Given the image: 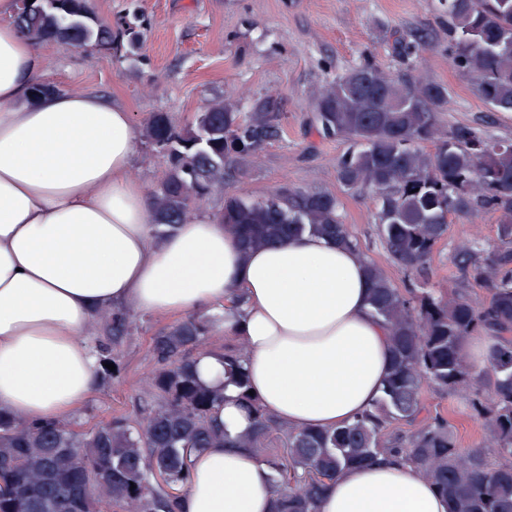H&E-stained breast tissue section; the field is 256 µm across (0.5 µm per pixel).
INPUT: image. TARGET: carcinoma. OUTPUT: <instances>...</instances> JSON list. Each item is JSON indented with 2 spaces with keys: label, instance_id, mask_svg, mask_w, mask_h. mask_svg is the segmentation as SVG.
I'll use <instances>...</instances> for the list:
<instances>
[{
  "label": "carcinoma",
  "instance_id": "carcinoma-1",
  "mask_svg": "<svg viewBox=\"0 0 512 512\" xmlns=\"http://www.w3.org/2000/svg\"><path fill=\"white\" fill-rule=\"evenodd\" d=\"M446 13L452 64L475 79L495 111L512 112V0H446ZM14 24L36 41L115 57L142 38L123 17L100 22L89 0H18ZM447 104L444 86L416 75L396 77L370 61L336 76L316 98L319 135L350 143L336 162L338 180L372 192L383 244L405 270L426 276L450 216L500 213L501 246L490 255L476 240L456 247L462 286L448 296L407 295L367 263L371 308L388 328L392 354L383 395L369 412L333 430L296 431L258 410L249 433L228 439L214 419L223 394L196 381L188 356L205 344L214 320L188 319L155 337L159 368L136 420L116 418L79 434L67 423L0 414V512H179L192 453L219 445L250 448L272 469L274 512H317L327 483L343 469L384 454L431 482L448 498V512H512V140L467 125L441 134L437 113ZM278 118L268 101L247 116L214 101L185 127L153 113L144 138L166 163L150 192L159 231L223 192L221 217L247 250L308 230L361 252L329 193L285 188L260 202L224 192L226 167L244 170L279 136ZM427 141L434 144L431 153L419 149ZM472 281L489 294L480 307L469 298ZM97 323L119 336L126 318L103 313ZM478 333L490 339L482 376L493 399L469 403L485 416L482 447L493 449V461L479 449L459 447L448 422L428 418L421 400L425 384L449 393L473 389L465 347ZM392 419L412 430L386 433ZM275 431L286 432L284 449L268 452L263 441Z\"/></svg>",
  "mask_w": 512,
  "mask_h": 512
}]
</instances>
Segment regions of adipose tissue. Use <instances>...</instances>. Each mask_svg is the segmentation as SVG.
<instances>
[{"instance_id":"ef3b65f1","label":"adipose tissue","mask_w":512,"mask_h":512,"mask_svg":"<svg viewBox=\"0 0 512 512\" xmlns=\"http://www.w3.org/2000/svg\"><path fill=\"white\" fill-rule=\"evenodd\" d=\"M15 11L16 0H0V412L67 421L97 384L87 332L101 313L130 309L220 311L242 371L204 350L194 373L223 389L214 417L228 438L259 410L293 430L371 410L391 357L356 252L309 232L246 251L212 215L158 234L130 174L132 112L82 90L35 94L45 60L10 23ZM274 500L256 453L207 448L192 457L181 510L272 512ZM318 512H448V501L412 466L384 461L344 469Z\"/></svg>"}]
</instances>
